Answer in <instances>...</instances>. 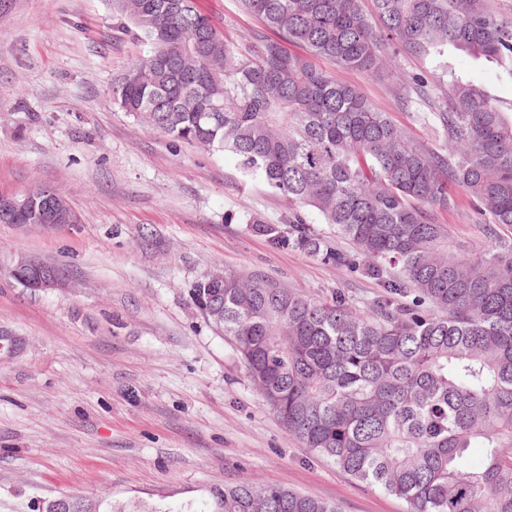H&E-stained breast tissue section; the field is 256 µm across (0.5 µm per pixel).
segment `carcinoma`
Segmentation results:
<instances>
[{"label":"carcinoma","instance_id":"1","mask_svg":"<svg viewBox=\"0 0 512 512\" xmlns=\"http://www.w3.org/2000/svg\"><path fill=\"white\" fill-rule=\"evenodd\" d=\"M275 38L249 53L195 0H113L147 52L112 80V101L174 141L234 156L295 205L264 232L378 281L362 307L308 297L261 273L224 274L221 324L288 433L408 512H512V117L452 73L448 51L512 77V21L473 0H239ZM438 96L444 144L429 149L316 60L379 77L391 56ZM459 188L495 245L458 246L437 215ZM314 210L352 250L310 227ZM217 293L189 295L206 312ZM472 448L485 449L469 462ZM201 512H341L331 501L244 478Z\"/></svg>","mask_w":512,"mask_h":512}]
</instances>
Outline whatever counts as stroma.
<instances>
[{
    "label": "stroma",
    "mask_w": 512,
    "mask_h": 512,
    "mask_svg": "<svg viewBox=\"0 0 512 512\" xmlns=\"http://www.w3.org/2000/svg\"><path fill=\"white\" fill-rule=\"evenodd\" d=\"M244 50L266 30L239 0H197ZM143 52L112 0H0V191L57 189L76 224H0V512L79 495L104 508L201 504L249 477L338 502L343 512H407L288 434L237 354L188 291L212 271L262 273L299 293L373 298V279L322 263L259 230L290 205L224 154L172 143L112 102V79ZM456 75L512 109V78L455 51ZM414 140L433 121L403 89L420 60L386 75L322 61ZM438 217L479 251L491 241L469 196ZM28 255L66 268L31 291L12 269Z\"/></svg>",
    "instance_id": "1"
}]
</instances>
